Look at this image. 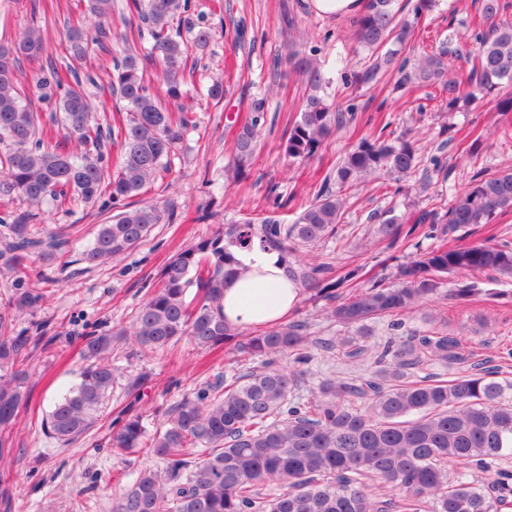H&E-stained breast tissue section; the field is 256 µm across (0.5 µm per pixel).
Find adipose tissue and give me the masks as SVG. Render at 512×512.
Instances as JSON below:
<instances>
[{"mask_svg": "<svg viewBox=\"0 0 512 512\" xmlns=\"http://www.w3.org/2000/svg\"><path fill=\"white\" fill-rule=\"evenodd\" d=\"M235 275L224 288V316L243 330L282 321L299 301V290L283 276L278 252H240Z\"/></svg>", "mask_w": 512, "mask_h": 512, "instance_id": "adipose-tissue-1", "label": "adipose tissue"}]
</instances>
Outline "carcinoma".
<instances>
[{"instance_id": "1", "label": "carcinoma", "mask_w": 512, "mask_h": 512, "mask_svg": "<svg viewBox=\"0 0 512 512\" xmlns=\"http://www.w3.org/2000/svg\"><path fill=\"white\" fill-rule=\"evenodd\" d=\"M193 9V0H87L94 33L80 22L66 23L71 58L85 57L91 46L112 56L109 94L123 110L106 125L94 115L91 72L79 71L63 57L44 56L40 28L0 44V142L6 144L0 154V203L21 197L29 205L0 215V260L23 288L0 308L1 430L13 424L27 399L23 365L32 338L15 331L14 323L46 298L41 284L48 278H31L30 264L61 261L69 254V237L39 229L36 209L45 202L63 211L87 202L103 212L123 206L112 223L97 225L83 253L82 261L94 266L127 253L155 225L170 220L168 205L138 199L164 180L178 145L197 129L191 109L170 104L185 98L189 85L204 87L213 101L224 99L223 81L186 72L189 51L205 48L210 40L209 29L194 23ZM501 9L500 0H483L475 54L467 73L459 74L448 64L443 45L413 60L403 56L415 51L411 24L398 18L395 0H367L355 21L357 41L392 48L354 73V82L373 87L381 69L397 62L402 84L435 87L450 110L462 98L490 96L496 111L510 113L512 91L501 90L504 80L512 85V23L498 20ZM114 11L128 19L118 36L107 23ZM114 41L123 43L118 55L112 54ZM142 42L149 47H139ZM42 58L32 85L50 107L46 117L25 102L17 78L22 61ZM289 62L311 94L283 150L289 158L308 160L333 130L353 123L356 113L340 112L319 95L328 80L313 55L296 50ZM266 120L263 101L252 102L234 137L227 180L247 177ZM417 165L408 140L361 138L294 223L235 221L199 238L168 259L160 286L141 305L131 330L85 334L84 354L92 363L56 401L44 427L49 437L63 442L86 434L94 423L115 382L109 355L121 337L146 350L185 337L200 349L224 346L236 363L243 356L260 360L170 405L152 434L139 414L123 420L112 434L113 452L144 449L162 466L141 469L112 512H501L512 502V475L499 468L512 455V381L493 378L497 369L448 377V368L463 360L457 338L440 330L411 336L377 356L379 363L390 360L385 370L323 379L304 399L300 391L310 379L311 348L352 362L369 353L364 341L318 338L302 321L253 334L224 320V285L235 274L236 253L256 245L278 252L286 279L315 293L324 302L325 318L345 328L393 316L390 327L399 329L396 317L437 294L450 274L491 271L512 281V244L491 238L418 248L391 282L382 278L363 291L355 290L358 269L338 275L315 256L297 258L300 248L335 236L344 190L383 173L407 177ZM509 212L512 172L479 171L451 203L417 211L408 227L392 215L378 225L377 234L391 247L426 224L429 236L443 239ZM192 285L198 290L193 305L185 300ZM345 288L352 294L343 295ZM450 463L457 472L448 473ZM475 470L496 475L491 486L473 477Z\"/></svg>"}]
</instances>
